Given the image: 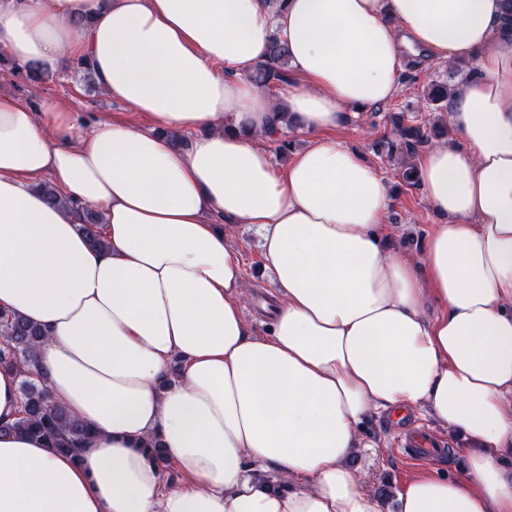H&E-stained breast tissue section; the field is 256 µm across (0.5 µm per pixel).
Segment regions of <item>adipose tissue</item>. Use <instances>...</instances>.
<instances>
[{
  "mask_svg": "<svg viewBox=\"0 0 512 512\" xmlns=\"http://www.w3.org/2000/svg\"><path fill=\"white\" fill-rule=\"evenodd\" d=\"M507 5L0 0L11 58L49 75L88 56L145 121L80 128L61 102L0 95V307L45 333L36 369L0 367V423L19 418L28 375L93 431L79 460L0 435V512H512ZM275 39L292 66L277 99L249 80ZM411 47L473 65L449 96L451 143L419 160L441 222L415 256L387 244L388 182L335 135L348 110L394 97ZM282 105L315 139L281 171L264 141ZM170 128L197 137L185 150ZM86 207L103 246L79 228ZM217 215L262 232L269 335L244 320ZM423 407L466 466L382 504L348 463L359 432L371 412Z\"/></svg>",
  "mask_w": 512,
  "mask_h": 512,
  "instance_id": "obj_1",
  "label": "adipose tissue"
}]
</instances>
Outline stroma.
<instances>
[{
  "label": "stroma",
  "instance_id": "1",
  "mask_svg": "<svg viewBox=\"0 0 512 512\" xmlns=\"http://www.w3.org/2000/svg\"><path fill=\"white\" fill-rule=\"evenodd\" d=\"M447 77L445 65L427 60L422 55L409 56L399 92L389 101L367 111L348 113L338 132L339 137L364 155L390 184L394 197L386 219L391 230L390 239L396 249L409 255L418 254L422 250L438 218L422 190L403 185L396 164L389 159L383 147L373 146V138H367L365 130L373 128L374 138L393 137L395 119H402L407 125L412 124L413 119L407 111L422 101L430 79L444 80ZM2 93L32 103L47 98L56 99L66 105L78 124L84 127L103 117L128 123L139 120L138 115L126 104L109 98L98 82L85 79L72 60L59 73L45 78L39 84L33 85L13 77L0 78ZM229 243L240 256L242 270L250 288V297L243 305L245 320L254 335H266L268 318L263 306L273 301L274 292L271 273L263 259L261 235L255 225L234 224L230 227ZM380 421L377 415L368 421L361 435L367 448L351 460L353 466L364 472V488L374 497L389 500L395 487L433 472L444 471L451 475L462 473L465 457L461 451V440L449 439L448 444L453 452L450 459L408 463L396 455L392 439Z\"/></svg>",
  "mask_w": 512,
  "mask_h": 512
}]
</instances>
